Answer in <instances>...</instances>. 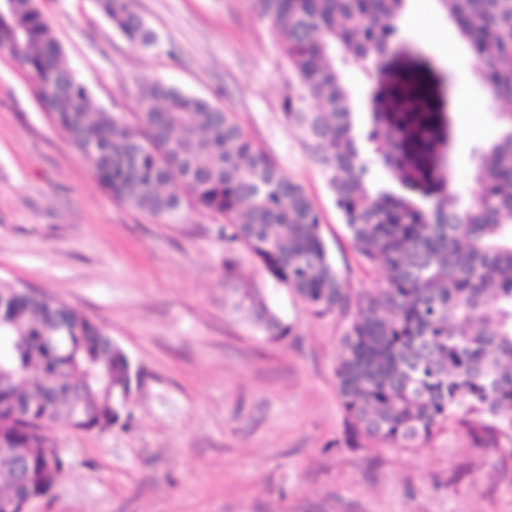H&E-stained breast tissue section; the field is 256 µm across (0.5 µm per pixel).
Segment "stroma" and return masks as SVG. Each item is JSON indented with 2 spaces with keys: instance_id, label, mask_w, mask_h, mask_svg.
Listing matches in <instances>:
<instances>
[{
  "instance_id": "obj_1",
  "label": "stroma",
  "mask_w": 512,
  "mask_h": 512,
  "mask_svg": "<svg viewBox=\"0 0 512 512\" xmlns=\"http://www.w3.org/2000/svg\"><path fill=\"white\" fill-rule=\"evenodd\" d=\"M64 56L95 107L134 121L144 82L160 80L235 113L246 136L320 211L330 259L351 287L383 281L353 248L334 197L283 102L298 83L254 0H134L156 40L114 30L96 0H40ZM432 8L456 52L412 21L394 52L344 75L356 131L380 110L409 144L403 178L376 176L427 204L470 198L474 151L512 102L494 99L441 0ZM441 30V31H442ZM428 85V143L402 125L404 72ZM478 120L464 130L459 102ZM207 215L170 223L114 200L50 120L31 76L0 50V284L37 288L107 329L144 376L128 427L48 433L70 467L28 512H512V453L486 448L455 424L423 446L348 448L335 368L344 325L312 316L274 286L245 250L228 253ZM268 289L293 329L257 336L224 306V272Z\"/></svg>"
}]
</instances>
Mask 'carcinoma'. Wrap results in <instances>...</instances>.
<instances>
[{
  "mask_svg": "<svg viewBox=\"0 0 512 512\" xmlns=\"http://www.w3.org/2000/svg\"><path fill=\"white\" fill-rule=\"evenodd\" d=\"M405 0H256L298 81L284 116L311 150L365 266L380 286L355 290L336 271L321 217L248 139L235 114L160 80L144 84L136 123L95 110L62 58L38 0H0V49L34 76L42 107L112 197L155 218L187 206L219 216L229 252L246 250L316 317L345 322L336 368L344 444H425L457 423L487 448L512 440V112L475 156L477 190L428 206L379 186L375 167L401 170L396 130L371 126L358 145L345 71L388 54ZM480 63L483 84L512 101V0H441ZM114 29L144 48L155 34L132 0H97ZM401 112L417 114L426 85L405 78ZM224 302L255 331L292 329L264 288L224 281ZM141 371L109 332L40 291L0 286V512L48 496L69 468L38 422L105 432L131 418Z\"/></svg>",
  "mask_w": 512,
  "mask_h": 512,
  "instance_id": "obj_1",
  "label": "carcinoma"
}]
</instances>
